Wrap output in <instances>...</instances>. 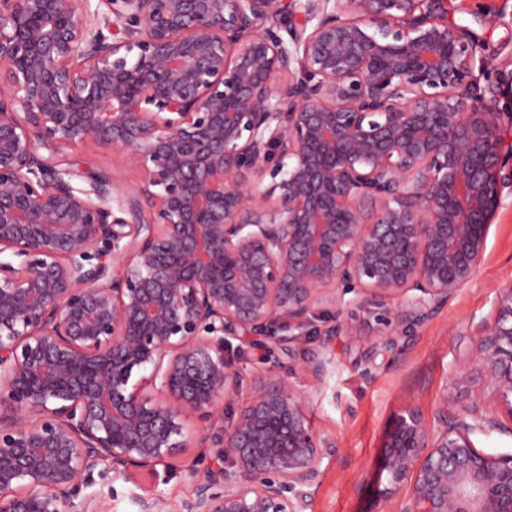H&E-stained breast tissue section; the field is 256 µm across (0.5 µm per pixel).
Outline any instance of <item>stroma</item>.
I'll list each match as a JSON object with an SVG mask.
<instances>
[{
    "label": "stroma",
    "instance_id": "obj_1",
    "mask_svg": "<svg viewBox=\"0 0 512 512\" xmlns=\"http://www.w3.org/2000/svg\"><path fill=\"white\" fill-rule=\"evenodd\" d=\"M448 17L467 25L481 41L488 66L481 85L498 84L499 73L512 66V0H448ZM79 175L107 170L125 185L139 178L137 169L112 148L95 141L65 154ZM512 283V196H505L493 218L487 250L474 280L425 325L403 355L379 353L359 359V345L339 335L332 364L322 380L303 371L293 379L312 397L308 409L323 446L320 482L309 489L305 512H374L384 439L393 417L406 404L431 415L440 396L455 407L482 396L478 382L445 388L446 380L466 372L470 346L467 330L488 315L499 288ZM195 448L157 465L152 476H116L99 482L107 512H137L136 499L155 491L169 500L189 497L203 473Z\"/></svg>",
    "mask_w": 512,
    "mask_h": 512
}]
</instances>
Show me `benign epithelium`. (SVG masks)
Masks as SVG:
<instances>
[{
    "label": "benign epithelium",
    "mask_w": 512,
    "mask_h": 512,
    "mask_svg": "<svg viewBox=\"0 0 512 512\" xmlns=\"http://www.w3.org/2000/svg\"><path fill=\"white\" fill-rule=\"evenodd\" d=\"M0 0V512H106L81 495L154 472L229 415L193 496L139 512H303L311 396L361 311L360 358L403 355L475 278L512 114L448 0ZM141 173L88 187L89 139ZM334 324L307 347L318 311ZM261 350L246 379L233 342ZM468 370L385 440L378 512H512V283Z\"/></svg>",
    "instance_id": "7a95c632"
}]
</instances>
